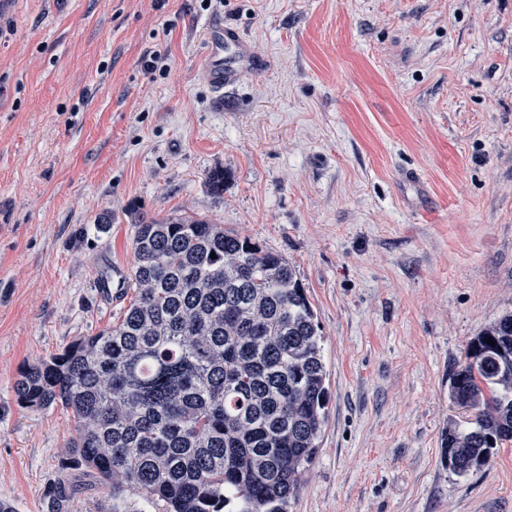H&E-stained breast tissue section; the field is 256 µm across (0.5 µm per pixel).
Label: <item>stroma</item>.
<instances>
[{
  "instance_id": "1",
  "label": "stroma",
  "mask_w": 512,
  "mask_h": 512,
  "mask_svg": "<svg viewBox=\"0 0 512 512\" xmlns=\"http://www.w3.org/2000/svg\"><path fill=\"white\" fill-rule=\"evenodd\" d=\"M0 500L163 512L65 469L20 368L112 324L137 216L197 214L281 253L322 336L328 419L288 512H512V442L456 475L448 399L512 311V0H0ZM263 72L218 91L205 30ZM167 54V75L140 61ZM224 171V192L205 176Z\"/></svg>"
}]
</instances>
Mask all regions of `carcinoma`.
<instances>
[{
    "label": "carcinoma",
    "instance_id": "carcinoma-1",
    "mask_svg": "<svg viewBox=\"0 0 512 512\" xmlns=\"http://www.w3.org/2000/svg\"><path fill=\"white\" fill-rule=\"evenodd\" d=\"M134 224L133 296L120 318L25 366L18 405L70 411L68 464L114 500L136 490L164 512H288L329 400L318 322L295 266L208 220ZM465 358L448 396L474 419L444 437L461 476L512 440V311ZM50 499L52 512H68L66 485Z\"/></svg>",
    "mask_w": 512,
    "mask_h": 512
}]
</instances>
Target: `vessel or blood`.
<instances>
[{
    "instance_id": "obj_1",
    "label": "vessel or blood",
    "mask_w": 512,
    "mask_h": 512,
    "mask_svg": "<svg viewBox=\"0 0 512 512\" xmlns=\"http://www.w3.org/2000/svg\"><path fill=\"white\" fill-rule=\"evenodd\" d=\"M207 44L206 77L213 89L234 83L243 69L258 71L264 66L263 59L253 55L246 37L224 22L208 26Z\"/></svg>"
}]
</instances>
